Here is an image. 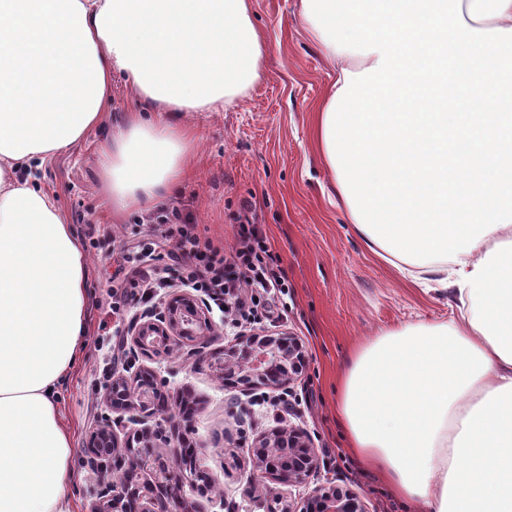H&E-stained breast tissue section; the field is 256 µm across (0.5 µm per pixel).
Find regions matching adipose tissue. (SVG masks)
<instances>
[{
    "label": "adipose tissue",
    "instance_id": "adipose-tissue-1",
    "mask_svg": "<svg viewBox=\"0 0 512 512\" xmlns=\"http://www.w3.org/2000/svg\"><path fill=\"white\" fill-rule=\"evenodd\" d=\"M252 0H0V512H73L60 419L86 350L84 246L29 171L99 127L120 75L140 112L98 145L114 210L183 178L195 129L264 75ZM336 67L314 138L350 224L457 314L357 345L348 448L409 512H512V0H301Z\"/></svg>",
    "mask_w": 512,
    "mask_h": 512
}]
</instances>
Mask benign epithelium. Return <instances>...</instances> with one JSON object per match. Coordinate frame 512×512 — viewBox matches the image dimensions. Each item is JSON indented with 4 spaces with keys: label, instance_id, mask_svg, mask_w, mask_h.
I'll use <instances>...</instances> for the list:
<instances>
[{
    "label": "benign epithelium",
    "instance_id": "1",
    "mask_svg": "<svg viewBox=\"0 0 512 512\" xmlns=\"http://www.w3.org/2000/svg\"><path fill=\"white\" fill-rule=\"evenodd\" d=\"M211 323L198 302L187 295H175L158 321H145L137 328L133 343L141 350H156L172 337L196 339L205 335ZM306 365V355L299 340L288 336L253 335L224 349V360L213 367L224 374V380L238 384L281 385L294 380ZM154 385L129 389L122 375L112 377L105 398L113 410L120 412L151 411L155 405ZM140 448L127 443L119 450L118 437L107 423L93 434L87 452L102 469L112 466L136 470L145 479L134 487L104 485L97 493L90 512H204L198 503L190 504L175 492L180 475L156 441L163 430L140 432ZM255 465L259 470L288 485L302 484L319 465L308 433L299 427L277 428L264 437L255 449ZM276 512H365L358 496L338 485L328 490L319 488L297 504L288 499L275 501Z\"/></svg>",
    "mask_w": 512,
    "mask_h": 512
}]
</instances>
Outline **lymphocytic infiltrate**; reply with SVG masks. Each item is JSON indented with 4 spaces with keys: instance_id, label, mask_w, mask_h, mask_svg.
<instances>
[{
    "instance_id": "f902f5d3",
    "label": "lymphocytic infiltrate",
    "mask_w": 512,
    "mask_h": 512,
    "mask_svg": "<svg viewBox=\"0 0 512 512\" xmlns=\"http://www.w3.org/2000/svg\"><path fill=\"white\" fill-rule=\"evenodd\" d=\"M123 260L128 267L123 286L136 293L161 283V274L170 263L185 262L184 287L227 312L237 328L254 323L275 296L288 293L266 238L250 221L240 225L239 246L228 257L223 249L202 239L195 225L182 223L179 210L165 211L157 215L147 238L124 250Z\"/></svg>"
}]
</instances>
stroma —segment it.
Returning <instances> with one entry per match:
<instances>
[{"instance_id":"stroma-1","label":"stroma","mask_w":512,"mask_h":512,"mask_svg":"<svg viewBox=\"0 0 512 512\" xmlns=\"http://www.w3.org/2000/svg\"><path fill=\"white\" fill-rule=\"evenodd\" d=\"M255 26L267 43L264 76L236 106L221 112H185L177 121L202 129L204 136L188 161L189 175L157 211L175 207L188 214L201 237L232 250L238 240L244 204L266 236L288 281L286 312L258 325L261 333L298 336L307 353L303 373L279 387H234L214 369L236 331L210 311L212 328L193 339H173L169 348L146 353L132 337L147 319L164 311L171 290L161 291L152 311L127 299L113 313L105 296L119 287L125 244L145 235V213L114 215L98 172L99 141L125 112L136 106L121 80L101 127L52 165L35 170L38 186L54 191L87 255L90 299L88 357L66 383L62 418L76 435L71 485L76 512H89L97 491L113 480L98 472L85 448L93 431L112 412L104 400L113 376L134 377L152 370L168 400L164 413H130L116 421L119 436L163 427L161 450L175 454L182 434L196 447L193 464L216 487L207 493L187 489L208 512H267L274 497L306 498L314 490L341 485L357 493L367 512H404L403 506L374 475L351 456L336 420V371L356 339L408 323L451 319L452 290L427 292L374 257L348 224L336 186L323 165L313 136V119L336 74L302 23L299 0H253ZM123 351L113 356V341ZM196 400L190 424L177 415L181 398ZM304 428L320 467L305 483L281 484L257 472L252 446L277 427ZM257 491L243 493L247 481Z\"/></svg>"}]
</instances>
